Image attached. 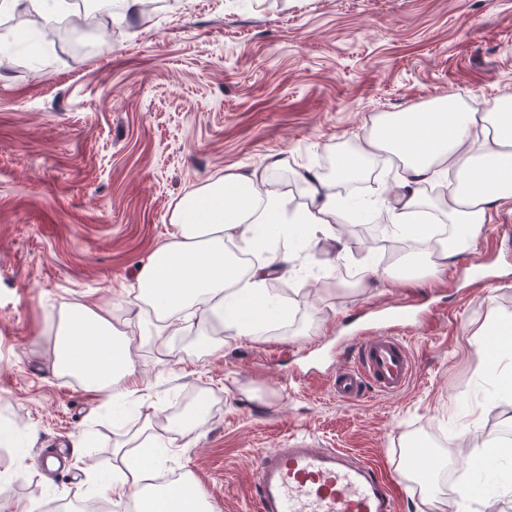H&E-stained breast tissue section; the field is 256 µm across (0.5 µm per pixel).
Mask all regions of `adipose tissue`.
Wrapping results in <instances>:
<instances>
[{"label":"adipose tissue","mask_w":512,"mask_h":512,"mask_svg":"<svg viewBox=\"0 0 512 512\" xmlns=\"http://www.w3.org/2000/svg\"><path fill=\"white\" fill-rule=\"evenodd\" d=\"M369 122L360 154L391 155L402 165L397 182L378 188L392 230H401L424 207L427 185L444 174L454 176L437 205L448 236L437 239L424 226L412 227L421 252L394 258L383 270L385 278L415 282L446 271L459 253L475 245L494 212L512 205V94L479 106L448 94L429 108L383 113ZM294 176L308 198L300 211L288 210L273 190L238 172L187 191L171 211L168 237L139 266L126 293L127 304L137 309V333H130L109 304L72 306L55 336L53 372L76 379L108 404L142 390L135 347L170 349L176 336L193 327L222 328L236 336L261 328L269 300L265 282L288 258L260 256L242 268L241 256L253 251L256 225L301 224L308 236L337 238L335 175L301 165ZM207 411V403L198 402L191 413L167 418L162 434L147 417L133 434L115 441L112 453L122 458L133 443L147 451L139 466L126 468L110 485L115 502L132 501L136 512H212L192 477L167 487L152 482L154 449L172 447Z\"/></svg>","instance_id":"adipose-tissue-1"}]
</instances>
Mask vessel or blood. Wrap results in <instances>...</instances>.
<instances>
[{"mask_svg":"<svg viewBox=\"0 0 512 512\" xmlns=\"http://www.w3.org/2000/svg\"><path fill=\"white\" fill-rule=\"evenodd\" d=\"M411 304L398 307L356 347L352 366L337 371L338 398L353 402L366 392L401 391L413 373L402 340ZM252 493L260 512H395V497L373 466L334 448L297 440L260 455Z\"/></svg>","mask_w":512,"mask_h":512,"instance_id":"vessel-or-blood-1","label":"vessel or blood"}]
</instances>
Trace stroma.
Masks as SVG:
<instances>
[{
    "label": "stroma",
    "instance_id": "35a3bbf8",
    "mask_svg": "<svg viewBox=\"0 0 512 512\" xmlns=\"http://www.w3.org/2000/svg\"><path fill=\"white\" fill-rule=\"evenodd\" d=\"M75 56L37 45L39 64L0 63V421L21 440L0 453V500L37 512L102 503L93 476H119L118 430L99 397L55 375L47 348L62 305L122 293L170 230L172 206L227 172L269 174L289 209L303 208L290 165L359 143L374 113L425 108L439 95L512 93V0H164L154 16L98 25ZM341 243L309 244L283 276L286 313L223 353L188 338L138 350V416H177L208 398V415L159 459L160 474H192L213 512H258L251 496L262 451L304 437L340 448L407 486L397 512H512V485L467 493L487 446H512V397L501 379L512 351L490 364V317L512 318V210L501 209L448 270L412 284L383 279L381 249L338 219ZM367 271L368 285L345 275ZM416 298L403 390L336 399L339 346L363 335L364 310ZM73 473L16 478L55 438Z\"/></svg>",
    "mask_w": 512,
    "mask_h": 512
}]
</instances>
